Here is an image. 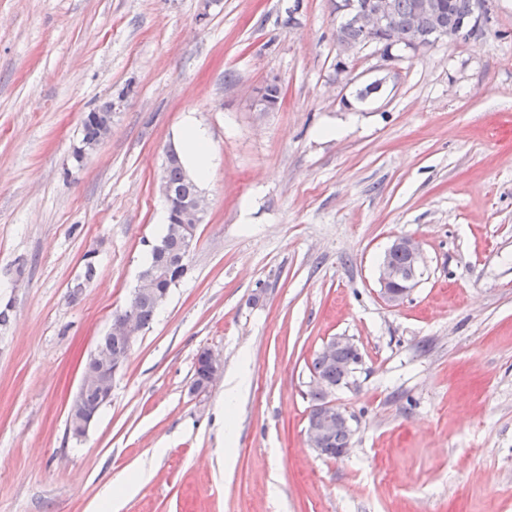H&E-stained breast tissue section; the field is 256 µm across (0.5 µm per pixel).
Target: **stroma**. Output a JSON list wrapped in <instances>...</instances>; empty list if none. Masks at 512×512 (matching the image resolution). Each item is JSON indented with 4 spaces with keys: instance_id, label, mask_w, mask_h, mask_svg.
Returning <instances> with one entry per match:
<instances>
[{
    "instance_id": "stroma-1",
    "label": "stroma",
    "mask_w": 512,
    "mask_h": 512,
    "mask_svg": "<svg viewBox=\"0 0 512 512\" xmlns=\"http://www.w3.org/2000/svg\"><path fill=\"white\" fill-rule=\"evenodd\" d=\"M339 21L334 0H0V512H96L141 474L118 512H512V0L389 70L372 44L337 72ZM106 103L111 131L75 165ZM189 117L213 155L189 271L73 439ZM403 235L425 271L393 307L379 265ZM334 336L362 357L332 395L357 421L340 459L305 433ZM203 349L224 374L248 363L234 403L222 379L192 393ZM95 111V110H93ZM86 112L81 124L80 138L73 147L72 158L77 165H80L86 155L92 151L110 132L112 127V106L108 109L103 105L97 109L99 112ZM95 141V146L92 140Z\"/></svg>"
}]
</instances>
